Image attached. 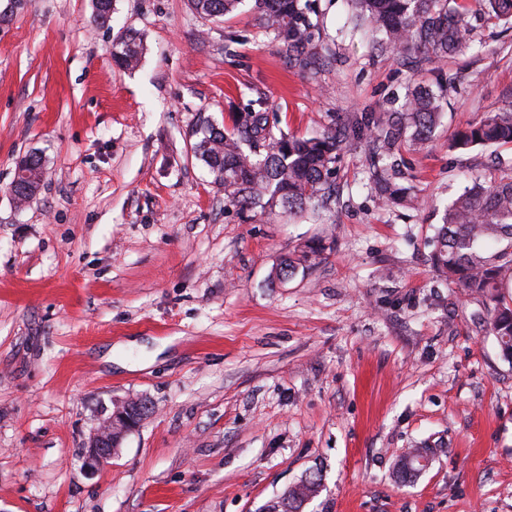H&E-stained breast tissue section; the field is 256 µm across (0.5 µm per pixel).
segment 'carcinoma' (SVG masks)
I'll list each match as a JSON object with an SVG mask.
<instances>
[{
  "label": "carcinoma",
  "instance_id": "1",
  "mask_svg": "<svg viewBox=\"0 0 512 512\" xmlns=\"http://www.w3.org/2000/svg\"><path fill=\"white\" fill-rule=\"evenodd\" d=\"M189 9L205 19L232 13L239 0H187ZM301 0H255V26L269 35L289 61L303 62L313 74L323 65L312 52L313 25ZM357 25L366 29L376 50L391 49L403 61L414 58L435 73V86H416L401 109L354 115L319 135L275 136L267 126L263 99L252 100L226 130L203 114L192 128V157L224 186V198L242 209L265 211L278 207L288 214L305 211L331 197L336 164L348 148L362 141L374 145L368 163L370 191L387 208L424 201L396 184L405 177L397 154L402 145L425 147L441 125L453 77L439 64L465 54L472 45V7L488 24L512 25V0H352ZM94 22L104 25L113 0H93ZM143 40L131 31L112 41V63L135 69L145 53ZM512 149V107L489 113L481 121L448 134V148ZM20 182L28 192L16 200L29 202L45 176L42 157L22 158ZM432 260L437 271L482 305L489 334L502 355L512 360V174L475 180L449 204L436 230ZM324 251L311 241L282 257L272 268L271 283H285L313 266ZM428 448H411L398 464L396 475L409 481L422 470ZM321 478L308 472L280 497L275 512H301L319 493Z\"/></svg>",
  "mask_w": 512,
  "mask_h": 512
}]
</instances>
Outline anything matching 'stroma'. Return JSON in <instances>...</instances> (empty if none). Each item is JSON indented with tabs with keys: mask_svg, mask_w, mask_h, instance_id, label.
Instances as JSON below:
<instances>
[{
	"mask_svg": "<svg viewBox=\"0 0 512 512\" xmlns=\"http://www.w3.org/2000/svg\"><path fill=\"white\" fill-rule=\"evenodd\" d=\"M317 4L315 49L336 62L312 79L254 0L218 20L115 0L105 26L92 0H0V512H267L312 470L303 512H512V362L429 259L444 205L493 170L448 132L512 105V29L473 18L442 126L401 152L426 208H379L360 145L329 208L242 212L191 156L199 114L226 125L261 98L309 136L428 78L372 51L349 0ZM121 30L147 44L131 71L111 59ZM32 153L46 177L20 208ZM319 237L312 268L271 283ZM117 398L151 412L85 474ZM416 446L431 465L397 484Z\"/></svg>",
	"mask_w": 512,
	"mask_h": 512,
	"instance_id": "obj_1",
	"label": "stroma"
}]
</instances>
